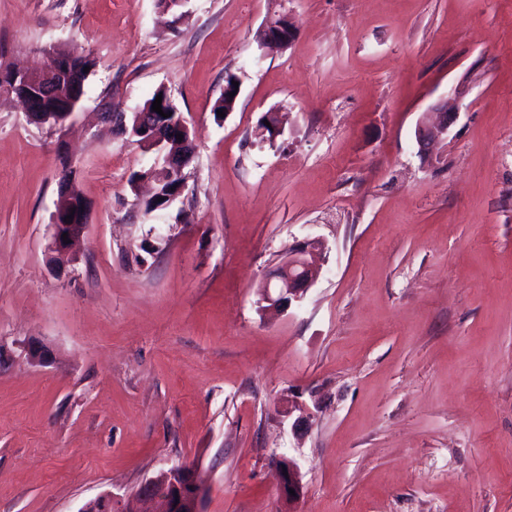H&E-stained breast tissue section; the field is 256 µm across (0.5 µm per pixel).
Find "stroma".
Here are the masks:
<instances>
[{
	"instance_id": "1",
	"label": "stroma",
	"mask_w": 512,
	"mask_h": 512,
	"mask_svg": "<svg viewBox=\"0 0 512 512\" xmlns=\"http://www.w3.org/2000/svg\"><path fill=\"white\" fill-rule=\"evenodd\" d=\"M183 10L174 28L156 0H0V62L95 61L66 128L0 95V512H80L178 464L201 512H282L283 457L297 512H512V0ZM278 14L297 35L262 49ZM161 87L194 156L147 216L129 179L152 156L102 115ZM454 88L422 156L416 130ZM64 168L89 209L55 271ZM308 239L319 279L265 309ZM292 400L312 414L298 430ZM458 96L456 91L448 93V97L434 109V120L418 127L416 133L419 150L423 155L430 156L436 144L441 143L448 136V130L458 115ZM277 469L284 501L288 504V509L282 512H295L292 506L302 492V475L300 469L298 465L290 459L279 460L277 462ZM285 473H288V476H285ZM289 489H294L295 495H290Z\"/></svg>"
}]
</instances>
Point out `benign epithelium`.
I'll return each instance as SVG.
<instances>
[{"label":"benign epithelium","mask_w":512,"mask_h":512,"mask_svg":"<svg viewBox=\"0 0 512 512\" xmlns=\"http://www.w3.org/2000/svg\"><path fill=\"white\" fill-rule=\"evenodd\" d=\"M297 34V26L288 15L268 18L259 32V44L262 48L284 49ZM74 86L65 92L51 88L50 74L41 65L24 70H13L6 81L0 82V89L6 95L19 99L25 108L27 118L37 124H49L62 127L73 116L82 95L77 86L85 80L80 69L74 70ZM458 96L456 92L434 109V120L418 127L416 133L419 150L423 155H431L435 145L448 136V130L458 115ZM104 119L122 133L141 137L139 144L147 152H154L151 164L154 175L175 178L186 165L190 153L189 129L182 115L170 113L167 118L149 109H141L132 116L124 112H107ZM183 135L177 139L176 135ZM71 172L61 173L59 184L61 191L52 216V233L49 250L63 253L78 241L87 227V204L71 203L69 186ZM73 219L68 220L66 216ZM322 248L317 240H306L297 245L288 259L281 262L263 286V301L273 309H284L303 299L308 289L317 281L320 269L308 261L307 255ZM280 486L288 509L295 512L294 502L302 492V475L298 465L290 459L277 462ZM295 494H290V491ZM200 483L195 471L186 465L160 472L141 489L121 500L110 493L101 494L87 501L80 512H198Z\"/></svg>","instance_id":"7a95c632"}]
</instances>
